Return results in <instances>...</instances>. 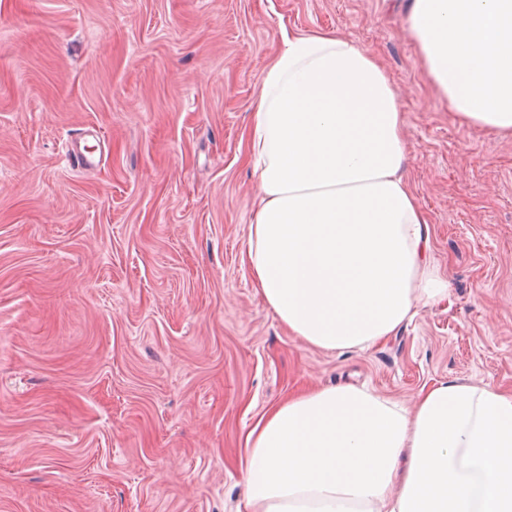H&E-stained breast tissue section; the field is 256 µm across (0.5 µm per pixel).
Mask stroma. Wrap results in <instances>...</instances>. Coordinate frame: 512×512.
Here are the masks:
<instances>
[{
    "instance_id": "obj_1",
    "label": "stroma",
    "mask_w": 512,
    "mask_h": 512,
    "mask_svg": "<svg viewBox=\"0 0 512 512\" xmlns=\"http://www.w3.org/2000/svg\"><path fill=\"white\" fill-rule=\"evenodd\" d=\"M404 2L0 0V512H246L244 437L303 387L512 392V137L442 106ZM284 25L385 66L450 285L363 351L289 334L241 262Z\"/></svg>"
}]
</instances>
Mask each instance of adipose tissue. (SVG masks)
<instances>
[{
    "instance_id": "1",
    "label": "adipose tissue",
    "mask_w": 512,
    "mask_h": 512,
    "mask_svg": "<svg viewBox=\"0 0 512 512\" xmlns=\"http://www.w3.org/2000/svg\"><path fill=\"white\" fill-rule=\"evenodd\" d=\"M405 21L449 112L512 136V0H408ZM280 40L245 140L259 192L243 261L294 336L363 350L448 296L400 103L382 62L336 32ZM245 446L247 512H512V393L489 386L441 382L410 408L307 389Z\"/></svg>"
}]
</instances>
